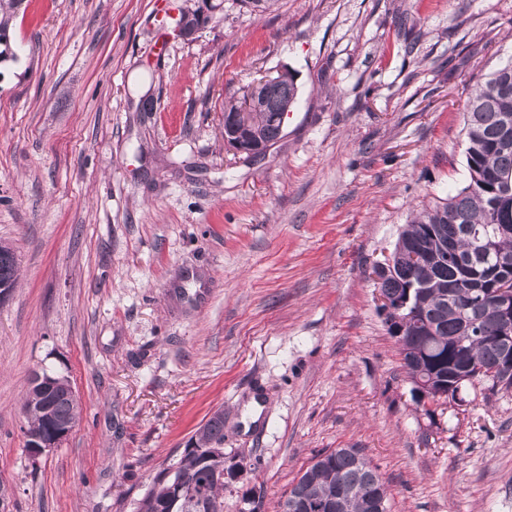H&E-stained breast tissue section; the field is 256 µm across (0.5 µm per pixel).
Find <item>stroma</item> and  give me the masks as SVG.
<instances>
[{"mask_svg":"<svg viewBox=\"0 0 512 512\" xmlns=\"http://www.w3.org/2000/svg\"><path fill=\"white\" fill-rule=\"evenodd\" d=\"M223 3L186 38L171 18L197 0H25L12 21L0 512H136L219 410L224 512H277L336 448L377 466L391 512H512V390L427 415L374 275L466 184L464 108L512 61V0ZM283 66L299 100L244 159L224 103ZM45 369L81 415L35 459L23 402ZM17 273V259L13 249L0 244V283L14 287Z\"/></svg>","mask_w":512,"mask_h":512,"instance_id":"stroma-1","label":"stroma"}]
</instances>
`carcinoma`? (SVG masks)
Segmentation results:
<instances>
[{"label":"carcinoma","instance_id":"carcinoma-1","mask_svg":"<svg viewBox=\"0 0 512 512\" xmlns=\"http://www.w3.org/2000/svg\"><path fill=\"white\" fill-rule=\"evenodd\" d=\"M21 3L0 0L1 41L11 39L12 16ZM298 94L291 76L263 88L261 108L248 116L259 140L275 144L281 130L272 116L289 111ZM464 120L467 184L416 213L398 237L392 265L378 276L391 306L411 317L400 338L393 314H386L385 320L411 381L425 378L452 391L486 382L493 390L497 383L490 371L502 356L496 343L499 311L494 297H480L474 289L497 288L512 280V62L492 72L471 94ZM486 227L491 254L481 264H470L466 257L476 240L467 230ZM450 243L453 253L445 252ZM416 250L427 252L429 259L421 265L410 263L408 255ZM16 273L13 249L0 244V283L15 285ZM25 409L30 431L42 430L49 415L73 428L80 414L79 402L62 384L48 392L29 388ZM188 443L195 449L183 452L177 470L194 483L203 507L187 508L179 501L174 512H224V483L219 481L224 472V413H214ZM340 484L347 491L345 512H389L387 488L359 448L314 456L279 504V512H301L292 510L294 501L309 505L308 512H332ZM170 498L168 485L154 481L138 512H156L157 504Z\"/></svg>","mask_w":512,"mask_h":512}]
</instances>
